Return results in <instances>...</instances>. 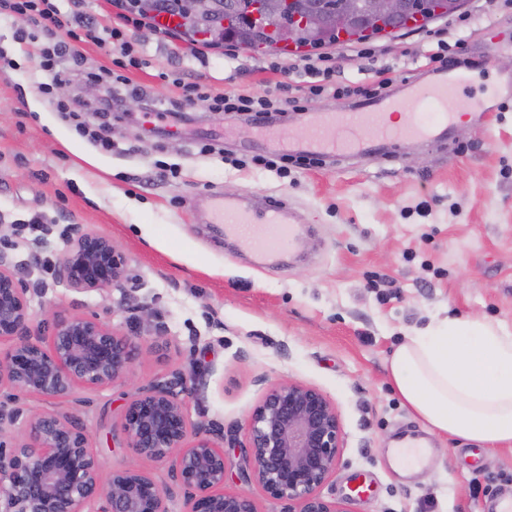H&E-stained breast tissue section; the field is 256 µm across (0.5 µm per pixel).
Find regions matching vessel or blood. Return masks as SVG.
Returning <instances> with one entry per match:
<instances>
[{"instance_id":"vessel-or-blood-1","label":"vessel or blood","mask_w":512,"mask_h":512,"mask_svg":"<svg viewBox=\"0 0 512 512\" xmlns=\"http://www.w3.org/2000/svg\"><path fill=\"white\" fill-rule=\"evenodd\" d=\"M468 82L466 73L457 72L432 88L412 90L407 100L364 105L349 116L328 115L307 126L290 145L333 156L360 154L385 140L441 141L454 125L457 109L464 105L457 90ZM410 102L432 105L434 112L415 113L411 121L401 125L387 121V112L403 110ZM211 221L223 225L225 237L248 242L254 252L269 261L297 248L302 240V232L283 200L252 215L238 200L217 195L212 201Z\"/></svg>"}]
</instances>
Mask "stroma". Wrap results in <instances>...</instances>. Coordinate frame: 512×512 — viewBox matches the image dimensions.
Listing matches in <instances>:
<instances>
[{"label":"stroma","mask_w":512,"mask_h":512,"mask_svg":"<svg viewBox=\"0 0 512 512\" xmlns=\"http://www.w3.org/2000/svg\"><path fill=\"white\" fill-rule=\"evenodd\" d=\"M15 27L0 18V252L32 288L34 324L97 314L138 338L128 378L68 398L32 396L28 408L75 415L102 472L149 471L169 490L171 512H182L183 488L168 466L126 448L116 428L139 388L192 371L205 386L184 395L190 422L240 441L274 384L296 381L327 395L344 446L321 493L347 512H495L512 496V448L486 452L426 436L386 373L403 336L433 321L470 314L512 331V7L492 12L470 0L427 27L369 42L365 58L354 43L325 48L342 84L398 67L389 95L403 98L411 86L448 79L430 74L421 57L439 34L468 71L461 98L480 106L445 142L399 141L370 156L293 165L284 177L252 165L273 150L254 123L184 100L175 80L191 72L213 93L261 96L294 83L297 56L253 55L225 41L208 48L203 66L181 37L167 45L150 25L127 28L146 63L125 71L107 152L89 137L102 121L84 71L42 96L41 44L17 43ZM131 97L168 108L163 131L126 108ZM357 104L308 98L269 130L296 137L314 117ZM205 143L215 152H201ZM216 195L256 210L286 198L305 230L302 258L267 265L245 241H225L209 221ZM70 224L111 238L126 259L125 287L78 293L58 283ZM156 321L167 328L160 341ZM358 479L369 487L360 496L351 490Z\"/></svg>","instance_id":"1"}]
</instances>
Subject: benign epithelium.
<instances>
[{
  "instance_id": "benign-epithelium-1",
  "label": "benign epithelium",
  "mask_w": 512,
  "mask_h": 512,
  "mask_svg": "<svg viewBox=\"0 0 512 512\" xmlns=\"http://www.w3.org/2000/svg\"><path fill=\"white\" fill-rule=\"evenodd\" d=\"M179 11L191 27L208 23L220 38L224 19L214 0H177L161 5ZM240 12L253 25L275 16L282 40L296 29L318 31L331 13L339 26L377 27L408 13L428 12L427 0H367L362 11L352 0H224L223 13ZM126 260L112 239L69 225L56 275L76 292L121 288ZM30 288L0 254V512H170V493L148 472L114 469L103 476L84 429L71 413L28 409L21 398L47 400L79 388L111 386L133 369L137 337L120 333L98 315H57L34 326ZM203 385L197 373L176 374L141 387L125 405L120 431L127 447L154 462L170 464L184 488L186 512H259L252 495L225 488L228 462L223 436L188 419L183 394ZM24 424L20 439L9 437ZM247 465L241 478L269 498L293 505L288 512H347L325 499L320 488L336 474L343 429L336 405L319 389L292 381L272 386L247 419Z\"/></svg>"
}]
</instances>
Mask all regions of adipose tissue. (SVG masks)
I'll return each instance as SVG.
<instances>
[{
  "mask_svg": "<svg viewBox=\"0 0 512 512\" xmlns=\"http://www.w3.org/2000/svg\"><path fill=\"white\" fill-rule=\"evenodd\" d=\"M387 375L434 435L512 446V332L475 316L437 321L395 347Z\"/></svg>",
  "mask_w": 512,
  "mask_h": 512,
  "instance_id": "1",
  "label": "adipose tissue"
}]
</instances>
